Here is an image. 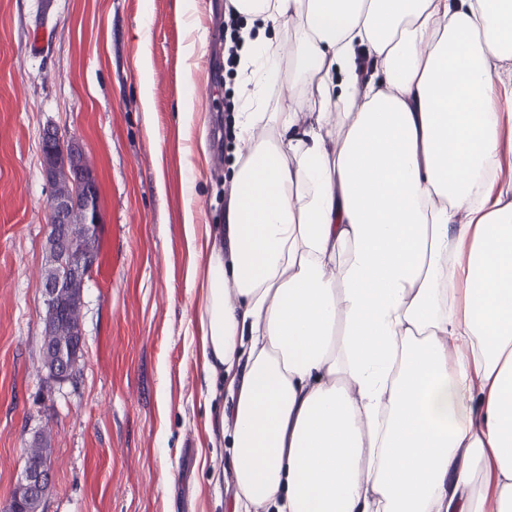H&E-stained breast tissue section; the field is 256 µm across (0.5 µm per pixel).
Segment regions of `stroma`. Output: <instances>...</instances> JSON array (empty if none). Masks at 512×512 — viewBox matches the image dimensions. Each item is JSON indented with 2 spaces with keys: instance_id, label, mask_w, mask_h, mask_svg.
I'll list each match as a JSON object with an SVG mask.
<instances>
[{
  "instance_id": "1",
  "label": "stroma",
  "mask_w": 512,
  "mask_h": 512,
  "mask_svg": "<svg viewBox=\"0 0 512 512\" xmlns=\"http://www.w3.org/2000/svg\"><path fill=\"white\" fill-rule=\"evenodd\" d=\"M41 2L0 0V508L42 434L54 462L43 512H234L222 426L233 403L201 368L203 260L182 224L187 179L198 233L219 235L226 221L238 141L225 138L214 102L237 97L242 80L221 55L225 0H51L46 12ZM42 34L43 48L30 50ZM186 99L194 119L183 124ZM487 104L504 115L495 192L512 184V66ZM49 124L80 141L103 215L78 372L65 382L42 366Z\"/></svg>"
}]
</instances>
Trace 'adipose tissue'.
I'll use <instances>...</instances> for the list:
<instances>
[{
  "label": "adipose tissue",
  "mask_w": 512,
  "mask_h": 512,
  "mask_svg": "<svg viewBox=\"0 0 512 512\" xmlns=\"http://www.w3.org/2000/svg\"><path fill=\"white\" fill-rule=\"evenodd\" d=\"M234 5L244 158L199 316L234 512H512V202L484 191L512 0Z\"/></svg>",
  "instance_id": "obj_1"
}]
</instances>
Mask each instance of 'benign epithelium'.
Here are the masks:
<instances>
[{
  "label": "benign epithelium",
  "mask_w": 512,
  "mask_h": 512,
  "mask_svg": "<svg viewBox=\"0 0 512 512\" xmlns=\"http://www.w3.org/2000/svg\"><path fill=\"white\" fill-rule=\"evenodd\" d=\"M43 172L52 186L47 224V250L59 259L54 278L41 283L45 305L44 335L69 336L71 341L52 345L57 359L52 377L74 379L82 347L81 302L72 289L83 288L86 276L99 264L98 230L101 224L99 186L85 163L80 142L53 126L41 133ZM53 475L51 457L26 458L18 490L7 512H40Z\"/></svg>",
  "instance_id": "7a95c632"
}]
</instances>
